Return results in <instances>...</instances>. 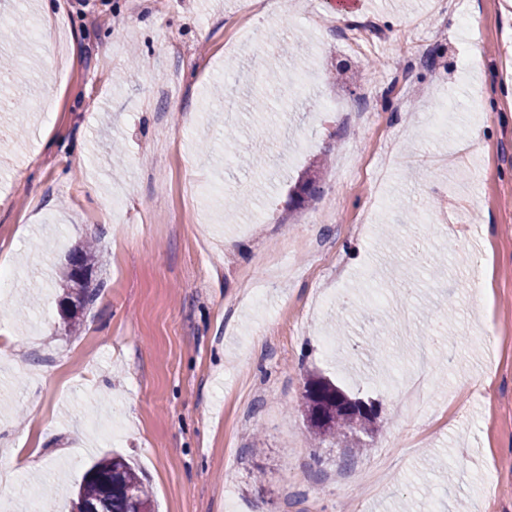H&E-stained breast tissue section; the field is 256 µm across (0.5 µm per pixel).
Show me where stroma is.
<instances>
[{"instance_id": "obj_1", "label": "stroma", "mask_w": 512, "mask_h": 512, "mask_svg": "<svg viewBox=\"0 0 512 512\" xmlns=\"http://www.w3.org/2000/svg\"><path fill=\"white\" fill-rule=\"evenodd\" d=\"M447 3L288 0L251 43L240 0H64L22 49L0 25L7 512H63L113 454L156 512H512V0ZM90 240L71 327L56 282ZM310 371L373 403L366 452L315 447Z\"/></svg>"}]
</instances>
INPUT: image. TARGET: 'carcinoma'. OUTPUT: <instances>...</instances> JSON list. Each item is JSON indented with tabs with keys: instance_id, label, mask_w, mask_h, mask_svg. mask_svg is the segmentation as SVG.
Listing matches in <instances>:
<instances>
[{
	"instance_id": "obj_1",
	"label": "carcinoma",
	"mask_w": 512,
	"mask_h": 512,
	"mask_svg": "<svg viewBox=\"0 0 512 512\" xmlns=\"http://www.w3.org/2000/svg\"><path fill=\"white\" fill-rule=\"evenodd\" d=\"M316 190V176L309 175L295 184L290 194L294 207L304 206ZM101 256L85 246L73 252L69 263L58 277L63 289L62 317L76 323L80 311L94 301L100 287H90L91 275ZM301 409L313 439L318 444L348 436L372 432L374 417L336 405V384L311 374L307 379ZM136 512L139 506H152L142 478L120 455L104 457L84 473L82 482L71 498V512Z\"/></svg>"
}]
</instances>
